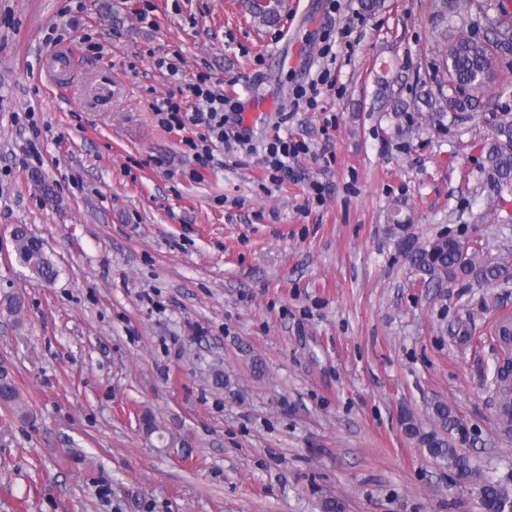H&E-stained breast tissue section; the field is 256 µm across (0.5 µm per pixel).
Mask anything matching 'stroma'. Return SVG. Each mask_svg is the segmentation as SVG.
Returning <instances> with one entry per match:
<instances>
[{
    "mask_svg": "<svg viewBox=\"0 0 512 512\" xmlns=\"http://www.w3.org/2000/svg\"><path fill=\"white\" fill-rule=\"evenodd\" d=\"M280 14L0 0V374L25 403L0 405V512H483L403 430L406 412L432 427L438 400L474 462L512 475L489 398L512 277L428 288L400 249L443 234L512 255V193L484 150L512 120V85L430 119L423 93L445 57L430 0H281ZM51 32L75 56L56 80ZM328 33L345 92L291 111ZM175 53L186 75L263 103L254 139L313 143L297 168L326 184L324 205L299 183L264 191L258 155L188 178L179 134L151 110L175 88L155 61ZM29 110L39 135L13 121ZM31 141L42 162L26 168ZM18 224L43 239L54 281L18 265Z\"/></svg>",
    "mask_w": 512,
    "mask_h": 512,
    "instance_id": "35a3bbf8",
    "label": "stroma"
}]
</instances>
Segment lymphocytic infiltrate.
<instances>
[{
  "label": "lymphocytic infiltrate",
  "mask_w": 512,
  "mask_h": 512,
  "mask_svg": "<svg viewBox=\"0 0 512 512\" xmlns=\"http://www.w3.org/2000/svg\"><path fill=\"white\" fill-rule=\"evenodd\" d=\"M157 66L178 79L180 85L177 94L157 99L152 110L163 127L183 131L182 144L194 164L191 177H199L201 170L212 168L216 151L222 149L228 153L262 152L271 186L301 180L293 162L311 153L309 142L276 135L264 144H255L244 124V105L239 93L217 90L207 72L183 78L182 60L178 57L159 58Z\"/></svg>",
  "instance_id": "f902f5d3"
}]
</instances>
